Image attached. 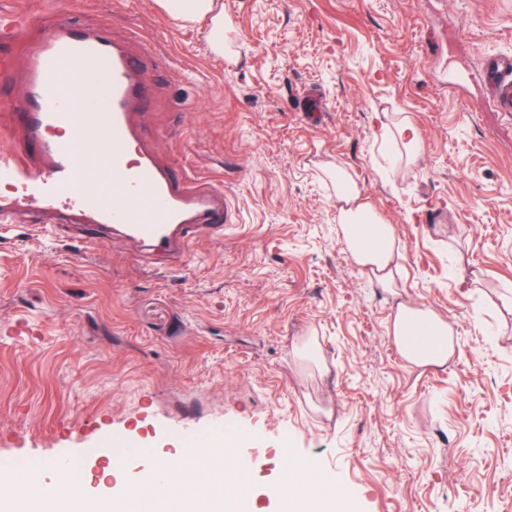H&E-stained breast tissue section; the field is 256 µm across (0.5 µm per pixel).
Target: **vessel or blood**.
<instances>
[{
	"label": "vessel or blood",
	"instance_id": "b4317fda",
	"mask_svg": "<svg viewBox=\"0 0 512 512\" xmlns=\"http://www.w3.org/2000/svg\"><path fill=\"white\" fill-rule=\"evenodd\" d=\"M48 8L0 13V80L23 89L6 106L20 118L34 151L17 147L0 127V212H58L72 223L109 227L187 262L193 240L223 230L224 193L209 184L175 180L156 161L129 120L146 94L144 60L128 55L106 29L78 30L55 22L34 37ZM488 103L512 114V55L484 66ZM87 461L67 455L41 471L82 472Z\"/></svg>",
	"mask_w": 512,
	"mask_h": 512
}]
</instances>
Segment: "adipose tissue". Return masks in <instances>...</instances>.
I'll return each mask as SVG.
<instances>
[{
    "mask_svg": "<svg viewBox=\"0 0 512 512\" xmlns=\"http://www.w3.org/2000/svg\"><path fill=\"white\" fill-rule=\"evenodd\" d=\"M169 17L177 21L193 22L211 18L214 23L212 42H223L222 17L217 13L216 0H157ZM372 129L377 140L398 148L406 154L407 164L421 159L422 134L407 116L388 117L374 114ZM326 175L336 185L340 203L339 223L342 242L355 263L363 268L374 287L392 291L396 286L395 272L401 259V247L394 225L385 223L374 207L360 197L351 176L340 164L330 163ZM390 334L404 358L416 365L441 364L454 352L453 327L434 309L399 301L390 326ZM290 488L281 497L282 512H320L322 502L332 499L326 484H319L311 495L299 487L308 476L297 468L285 474Z\"/></svg>",
    "mask_w": 512,
    "mask_h": 512,
    "instance_id": "1",
    "label": "adipose tissue"
}]
</instances>
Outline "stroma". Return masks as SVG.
I'll use <instances>...</instances> for the list:
<instances>
[{"label":"stroma","instance_id":"stroma-1","mask_svg":"<svg viewBox=\"0 0 512 512\" xmlns=\"http://www.w3.org/2000/svg\"><path fill=\"white\" fill-rule=\"evenodd\" d=\"M51 2L154 48L135 120L230 221L183 265L0 216V476L113 436L176 459L184 429L237 428L259 488L287 458L343 491L334 512H512V122L480 96L484 58L512 55V0H220V55L208 20L156 0ZM376 111L419 126V164L380 148ZM326 160L395 225L398 295L345 251ZM401 299L452 324L446 365L400 354Z\"/></svg>","mask_w":512,"mask_h":512}]
</instances>
